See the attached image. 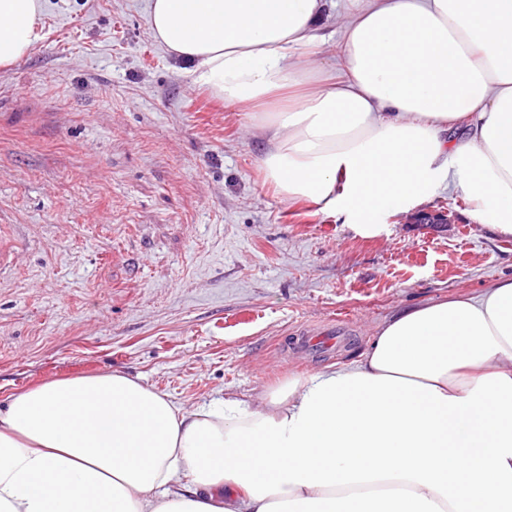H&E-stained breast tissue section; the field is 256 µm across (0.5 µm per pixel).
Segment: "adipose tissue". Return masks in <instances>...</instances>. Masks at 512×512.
Here are the masks:
<instances>
[{
    "instance_id": "ef3b65f1",
    "label": "adipose tissue",
    "mask_w": 512,
    "mask_h": 512,
    "mask_svg": "<svg viewBox=\"0 0 512 512\" xmlns=\"http://www.w3.org/2000/svg\"><path fill=\"white\" fill-rule=\"evenodd\" d=\"M147 0L194 86L249 112L283 201L358 236L441 185L512 237V0ZM44 0H0V68ZM512 512V279L398 311L346 364L188 410L119 371L0 407V512ZM334 4L337 6L328 8V12L325 13L322 19V33L325 35L332 34V39L322 44L316 49V57L331 64H335L336 57L339 53V33L338 27L341 19L338 14L354 9L356 3L351 0H334Z\"/></svg>"
}]
</instances>
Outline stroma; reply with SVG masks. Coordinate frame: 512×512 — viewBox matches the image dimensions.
<instances>
[{
	"label": "stroma",
	"mask_w": 512,
	"mask_h": 512,
	"mask_svg": "<svg viewBox=\"0 0 512 512\" xmlns=\"http://www.w3.org/2000/svg\"><path fill=\"white\" fill-rule=\"evenodd\" d=\"M262 145L174 68L146 0H46L42 40L0 69V401L112 370L188 409L255 396L357 359L398 310L512 278V238L463 197L362 238L282 201ZM330 327L337 348L292 355Z\"/></svg>",
	"instance_id": "stroma-1"
}]
</instances>
